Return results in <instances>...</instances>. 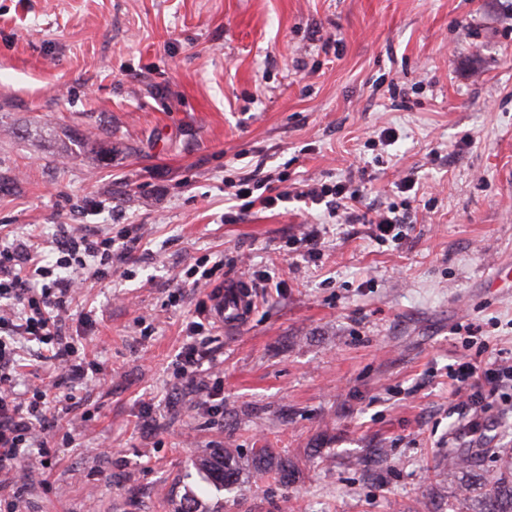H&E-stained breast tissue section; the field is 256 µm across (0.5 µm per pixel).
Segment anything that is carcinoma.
Listing matches in <instances>:
<instances>
[{
  "instance_id": "cac0c4a2",
  "label": "carcinoma",
  "mask_w": 512,
  "mask_h": 512,
  "mask_svg": "<svg viewBox=\"0 0 512 512\" xmlns=\"http://www.w3.org/2000/svg\"><path fill=\"white\" fill-rule=\"evenodd\" d=\"M503 452V448H484L480 444L448 452V475L464 478L450 506L452 512H512V455L494 474L481 470L482 462ZM209 473L221 486L236 480L235 449L226 448L209 461Z\"/></svg>"
}]
</instances>
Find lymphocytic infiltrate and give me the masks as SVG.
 <instances>
[{
  "instance_id": "1",
  "label": "lymphocytic infiltrate",
  "mask_w": 512,
  "mask_h": 512,
  "mask_svg": "<svg viewBox=\"0 0 512 512\" xmlns=\"http://www.w3.org/2000/svg\"><path fill=\"white\" fill-rule=\"evenodd\" d=\"M271 177L240 179L236 199L261 188L268 195L262 203L272 208L296 198L325 205L332 216L353 223L350 208L360 196L349 182L328 186L313 183L271 191ZM140 240V228L126 225L119 236L83 224L58 225L51 245L30 237L0 239V474L12 472L19 459L34 468L53 462L56 453L49 437L58 417L70 406L52 412L48 390L28 383L19 370L18 352L33 343L53 366L54 384L91 386L103 380L99 363L87 359L69 333L70 321L88 326L90 314H74L73 303L86 283L111 278ZM452 395L461 411L471 412V431L482 428L481 412L487 397L497 395L505 381H512V365L487 368L477 359L458 362L449 372Z\"/></svg>"
}]
</instances>
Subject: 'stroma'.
Segmentation results:
<instances>
[{
    "mask_svg": "<svg viewBox=\"0 0 512 512\" xmlns=\"http://www.w3.org/2000/svg\"><path fill=\"white\" fill-rule=\"evenodd\" d=\"M254 170L349 181L358 213L411 222L380 243L322 205L228 217L225 182ZM1 224L144 233L81 298L95 321L69 332L107 383L74 390L51 469L12 471L22 512H448L462 328L485 365L512 359V0H0ZM311 224L314 263L296 242ZM217 253L225 279L251 264L283 284L211 329L215 416L176 355L210 319L187 271ZM482 418L486 446L512 448L511 386ZM227 448L221 487L201 463Z\"/></svg>",
    "mask_w": 512,
    "mask_h": 512,
    "instance_id": "35a3bbf8",
    "label": "stroma"
}]
</instances>
